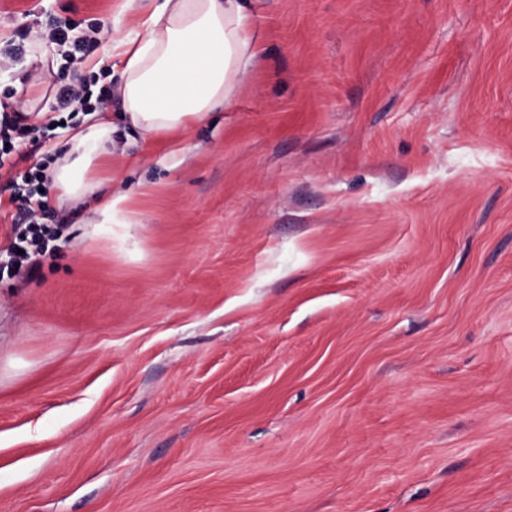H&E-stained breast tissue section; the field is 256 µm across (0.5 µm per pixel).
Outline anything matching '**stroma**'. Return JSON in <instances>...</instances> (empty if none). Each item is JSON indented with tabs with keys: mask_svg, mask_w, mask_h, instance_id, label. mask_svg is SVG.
<instances>
[{
	"mask_svg": "<svg viewBox=\"0 0 512 512\" xmlns=\"http://www.w3.org/2000/svg\"><path fill=\"white\" fill-rule=\"evenodd\" d=\"M151 8L0 0V101L52 116L0 263L84 118L49 83L119 200L0 277V512H512V0H256L231 107L145 142L103 57ZM74 27L70 24L58 25L51 29L49 33V38L52 42L56 44H70L73 51V56L75 54L85 55L87 51L90 49L92 41L87 39H75L73 38L71 32ZM60 107L69 112H78L79 109L86 107L89 102L88 96L84 91L72 83H61L56 92Z\"/></svg>",
	"mask_w": 512,
	"mask_h": 512,
	"instance_id": "35a3bbf8",
	"label": "stroma"
}]
</instances>
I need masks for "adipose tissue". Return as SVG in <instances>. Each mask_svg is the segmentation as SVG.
I'll return each instance as SVG.
<instances>
[{"instance_id": "1", "label": "adipose tissue", "mask_w": 512, "mask_h": 512, "mask_svg": "<svg viewBox=\"0 0 512 512\" xmlns=\"http://www.w3.org/2000/svg\"><path fill=\"white\" fill-rule=\"evenodd\" d=\"M253 0H155L140 26L113 42L117 91L144 139L176 133L230 105L257 54ZM50 170L56 200L72 206L101 191L89 176L112 153L109 123L85 118Z\"/></svg>"}]
</instances>
